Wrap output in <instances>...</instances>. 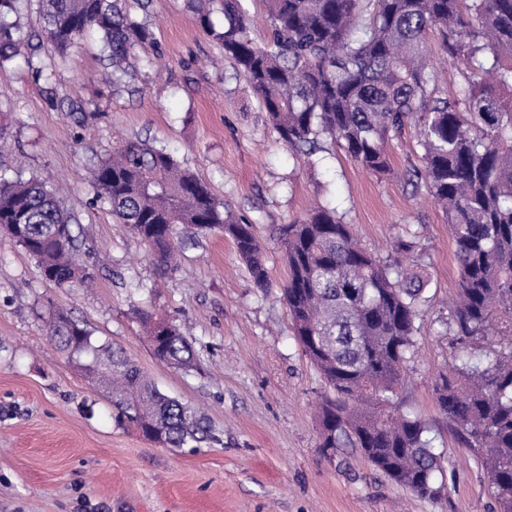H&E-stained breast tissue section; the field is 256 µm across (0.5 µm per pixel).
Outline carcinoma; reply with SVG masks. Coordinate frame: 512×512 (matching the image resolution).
<instances>
[{
	"label": "carcinoma",
	"mask_w": 512,
	"mask_h": 512,
	"mask_svg": "<svg viewBox=\"0 0 512 512\" xmlns=\"http://www.w3.org/2000/svg\"><path fill=\"white\" fill-rule=\"evenodd\" d=\"M17 2L0 0V63L21 54L25 43L6 22ZM191 2L281 140L304 162L329 138L365 170L386 174L388 141L416 130L423 165L408 171V181L442 208L456 245L459 282L448 323L464 351L490 343L483 361L438 375L436 400L458 426L462 445L480 456L500 512H512V0H264L260 43L250 35L244 0H218L220 29L202 0ZM40 10L46 38L59 51L97 29L114 74H127L134 49L153 42L121 0H40ZM432 32L452 58L483 54L454 98L440 90L428 49ZM92 182L94 201L161 264H176L184 237L218 229L233 240L255 287H271L252 224L165 149L129 141L94 166ZM0 231L57 287L94 280L74 216L47 182L0 173ZM419 238L407 227L394 241V257L377 259L336 210L315 207L282 229L288 280L281 292L295 340L336 393L318 408L319 447L352 448L426 498L443 472L442 453L424 421L396 409L427 303L423 281L401 259ZM140 318L161 363L193 368L178 325L160 339L154 314L143 310ZM45 327L85 372L112 366L107 390L117 424L169 448L206 437L195 409L162 393L123 351L93 343L67 310H50Z\"/></svg>",
	"instance_id": "cac0c4a2"
}]
</instances>
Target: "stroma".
Returning <instances> with one entry per match:
<instances>
[{"mask_svg": "<svg viewBox=\"0 0 512 512\" xmlns=\"http://www.w3.org/2000/svg\"><path fill=\"white\" fill-rule=\"evenodd\" d=\"M154 34L113 85L97 35L60 57L38 0L13 19L31 60L0 65V171L60 188L90 251L93 287L46 283L33 259L0 232V512H499L488 475L438 406V373L458 364L448 318L459 269L442 210L403 175L420 165L415 130L388 147L377 176L323 140L316 166L278 138L256 96L203 30L188 0H126ZM53 68L51 82L33 66ZM79 106L69 112V103ZM165 148L253 224L272 286L255 288L231 239L213 231L160 267L148 247L93 204L90 170L125 141ZM335 208L361 245L390 253L403 225L420 231L407 263L429 301L404 367L401 412L420 418L444 452V492L421 498L360 454L324 455L315 405L325 384L290 328L281 228L314 204ZM67 309L95 343L121 347L165 393L194 407L210 436L168 448L119 426L112 404L47 335L49 307ZM141 309L180 325L197 367L159 362Z\"/></svg>", "mask_w": 512, "mask_h": 512, "instance_id": "stroma-1", "label": "stroma"}]
</instances>
